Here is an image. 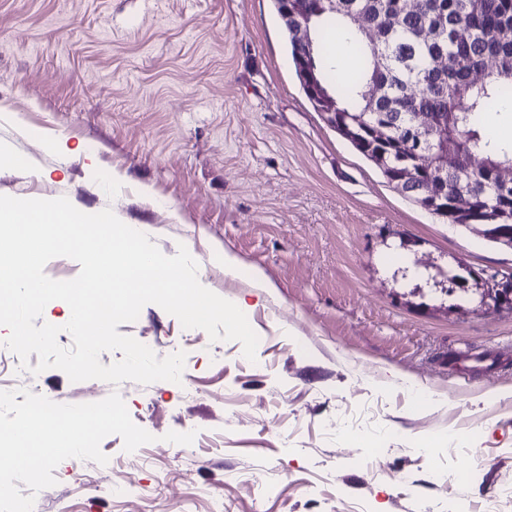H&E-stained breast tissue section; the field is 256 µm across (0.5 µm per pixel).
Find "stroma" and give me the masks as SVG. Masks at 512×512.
Returning <instances> with one entry per match:
<instances>
[{"label": "stroma", "mask_w": 512, "mask_h": 512, "mask_svg": "<svg viewBox=\"0 0 512 512\" xmlns=\"http://www.w3.org/2000/svg\"><path fill=\"white\" fill-rule=\"evenodd\" d=\"M0 143V195L192 249L259 337L249 363L148 304L118 331L184 352L180 383L30 376L62 404L118 392L156 437L64 460L39 512H512V310L449 289L512 278V250L401 195L326 123L272 0H0Z\"/></svg>", "instance_id": "1"}]
</instances>
